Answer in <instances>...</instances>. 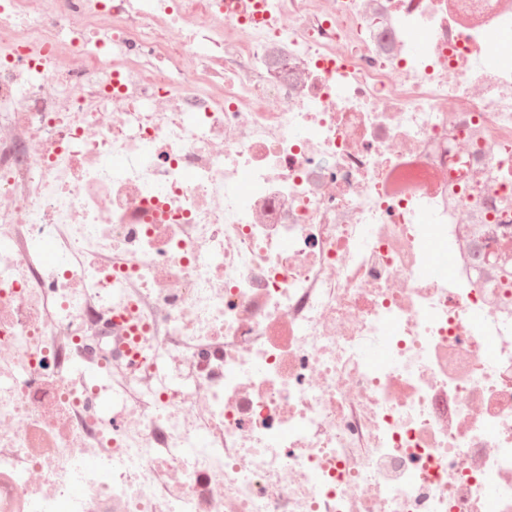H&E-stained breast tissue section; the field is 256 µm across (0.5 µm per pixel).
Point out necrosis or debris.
<instances>
[{
	"mask_svg": "<svg viewBox=\"0 0 512 512\" xmlns=\"http://www.w3.org/2000/svg\"><path fill=\"white\" fill-rule=\"evenodd\" d=\"M240 2L0 0V512H512V0Z\"/></svg>",
	"mask_w": 512,
	"mask_h": 512,
	"instance_id": "obj_1",
	"label": "necrosis or debris"
}]
</instances>
